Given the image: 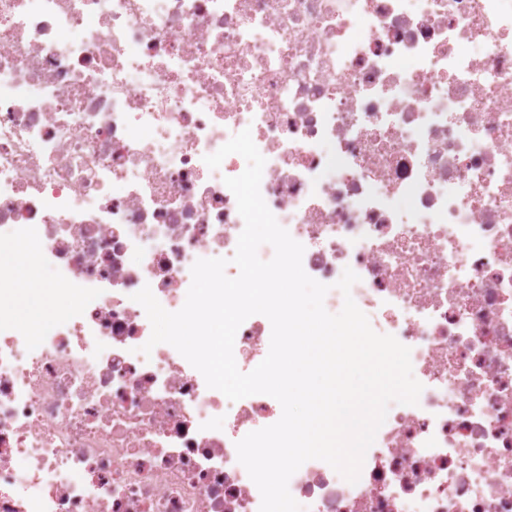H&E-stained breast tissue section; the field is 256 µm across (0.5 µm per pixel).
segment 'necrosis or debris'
<instances>
[{"label":"necrosis or debris","mask_w":512,"mask_h":512,"mask_svg":"<svg viewBox=\"0 0 512 512\" xmlns=\"http://www.w3.org/2000/svg\"><path fill=\"white\" fill-rule=\"evenodd\" d=\"M250 130L302 266L345 269L423 390L391 404L357 483L310 460L303 512H512V0H0V247L64 314L15 316L0 270V512H259L237 458L276 423L173 346L196 260L244 228L206 155ZM271 323L234 356L265 358Z\"/></svg>","instance_id":"4bbe7bcc"}]
</instances>
